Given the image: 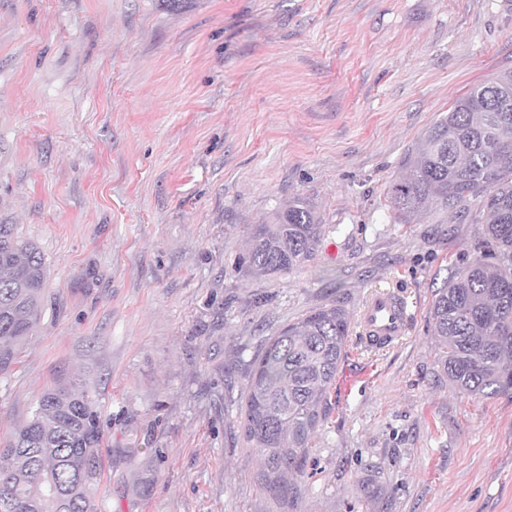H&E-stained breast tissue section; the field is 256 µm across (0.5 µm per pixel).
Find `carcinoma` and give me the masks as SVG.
Wrapping results in <instances>:
<instances>
[{"label":"carcinoma","instance_id":"cac0c4a2","mask_svg":"<svg viewBox=\"0 0 512 512\" xmlns=\"http://www.w3.org/2000/svg\"><path fill=\"white\" fill-rule=\"evenodd\" d=\"M397 219L432 202L483 225L473 256L448 272L431 307L448 382L470 396L512 393V71L458 98L422 137L411 170L390 190ZM323 238L313 205L297 197L256 225L242 264L269 275L311 262ZM47 270L37 246L0 224V375L17 362L43 301ZM350 320L325 304L280 328L251 362L242 429L278 492L298 472L325 419L346 354ZM101 412L88 391H45L0 448V512H99Z\"/></svg>","mask_w":512,"mask_h":512}]
</instances>
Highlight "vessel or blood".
Masks as SVG:
<instances>
[{"mask_svg": "<svg viewBox=\"0 0 512 512\" xmlns=\"http://www.w3.org/2000/svg\"><path fill=\"white\" fill-rule=\"evenodd\" d=\"M411 315L403 297L391 290L375 292L359 319V333L371 347L383 348L405 335Z\"/></svg>", "mask_w": 512, "mask_h": 512, "instance_id": "1", "label": "vessel or blood"}]
</instances>
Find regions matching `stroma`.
I'll return each instance as SVG.
<instances>
[{"label":"stroma","mask_w":512,"mask_h":512,"mask_svg":"<svg viewBox=\"0 0 512 512\" xmlns=\"http://www.w3.org/2000/svg\"><path fill=\"white\" fill-rule=\"evenodd\" d=\"M512 70V0H0V224L41 250L44 306L0 377V440L76 381L102 411L101 512H512V394L441 375L430 310L483 227L388 190L456 99ZM324 225L289 274L241 266L296 197ZM402 341L350 331L285 492L261 481L251 360L374 290Z\"/></svg>","instance_id":"35a3bbf8"}]
</instances>
